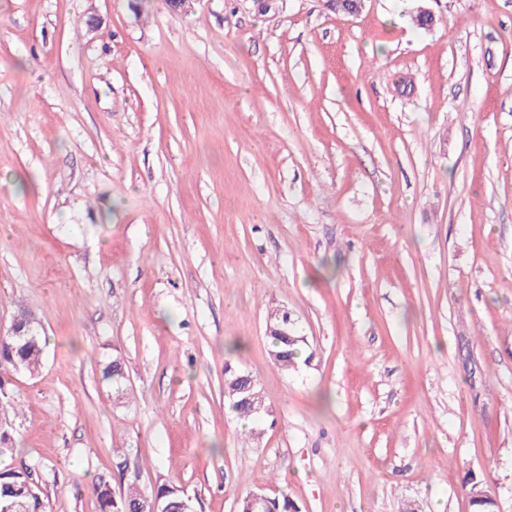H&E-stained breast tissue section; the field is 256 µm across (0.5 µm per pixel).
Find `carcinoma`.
<instances>
[{
    "label": "carcinoma",
    "mask_w": 512,
    "mask_h": 512,
    "mask_svg": "<svg viewBox=\"0 0 512 512\" xmlns=\"http://www.w3.org/2000/svg\"><path fill=\"white\" fill-rule=\"evenodd\" d=\"M275 329L267 333L270 349L269 356L272 363L280 370L291 371L297 368V349L304 344V337L300 336L295 323L290 320L288 312L276 309L269 313ZM45 342L43 337H37L35 344H23L10 350L0 352V374L9 373L20 366L22 370L31 375L39 371L43 363ZM105 378L121 385L124 379V359L120 356L112 358L103 371ZM224 394L227 397L231 410L241 418H249L257 414L251 404L250 395L258 390L255 380L247 373L231 367L225 372ZM15 391L8 381L0 380V417L15 421L16 408L13 404ZM16 428L5 425L0 428V462L13 458L16 451ZM469 485V503L471 512H497V502L486 498L480 491L481 484L474 475L467 479ZM33 488L31 473L26 468L5 466L0 468V512H11L15 501L26 499L29 502L30 512H46L45 503L37 493H31ZM98 501L99 512H185L183 504L188 499L183 490L165 484L150 490L131 483L116 495L107 481H99L94 487ZM262 512H301L299 505L288 495L270 497L262 507Z\"/></svg>",
    "instance_id": "cac0c4a2"
}]
</instances>
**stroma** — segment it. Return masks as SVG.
I'll return each mask as SVG.
<instances>
[{"mask_svg": "<svg viewBox=\"0 0 512 512\" xmlns=\"http://www.w3.org/2000/svg\"><path fill=\"white\" fill-rule=\"evenodd\" d=\"M24 308L12 463L47 512L102 479L471 512V473L512 512V0H0V329ZM275 329L267 333L270 349L269 356L272 363L280 370L291 371L298 366L297 349L304 344V337L300 336L295 323L290 320L288 312L276 309L269 313ZM225 375L224 394L230 403L231 410L240 418H249L259 413L255 406H252L249 398L252 392L258 390L255 380L249 374L233 369L231 366L227 367ZM252 385H254L253 388H250ZM259 396V393L251 395L253 405L258 403L257 410L262 407Z\"/></svg>", "mask_w": 512, "mask_h": 512, "instance_id": "35a3bbf8", "label": "stroma"}]
</instances>
